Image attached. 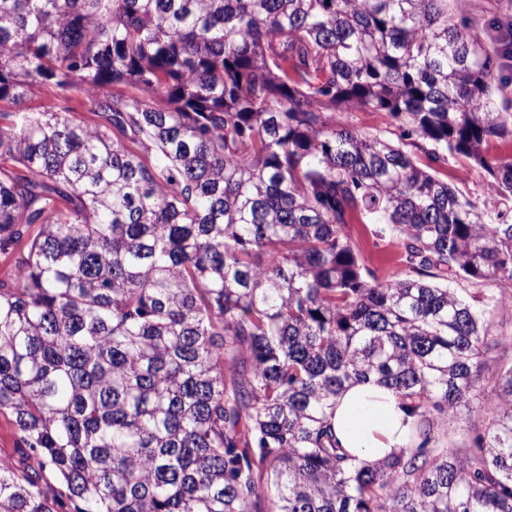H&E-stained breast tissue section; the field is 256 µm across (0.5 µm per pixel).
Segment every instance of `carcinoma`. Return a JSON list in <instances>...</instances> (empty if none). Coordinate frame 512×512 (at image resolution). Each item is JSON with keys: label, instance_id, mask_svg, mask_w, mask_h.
Instances as JSON below:
<instances>
[{"label": "carcinoma", "instance_id": "cac0c4a2", "mask_svg": "<svg viewBox=\"0 0 512 512\" xmlns=\"http://www.w3.org/2000/svg\"><path fill=\"white\" fill-rule=\"evenodd\" d=\"M463 4L0 0V512H512V112ZM356 221L408 275L375 278ZM370 375L415 447L351 469L328 411ZM343 122L363 134H382L393 140H397L400 133L395 124L392 123L383 112L369 109H354L342 111ZM431 172L473 200L481 201L489 195L490 177L485 170L464 157L450 156L448 165L435 166V171ZM383 225L350 224L349 234L354 241L362 262L380 281L404 275L406 266L400 261L401 249L396 236L389 232L378 233ZM16 432L12 417L9 413L0 414V459H9L12 462H18V453L16 448Z\"/></svg>", "mask_w": 512, "mask_h": 512}]
</instances>
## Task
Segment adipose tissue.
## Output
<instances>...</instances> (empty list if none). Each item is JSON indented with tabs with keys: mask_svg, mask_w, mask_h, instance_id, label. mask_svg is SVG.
I'll list each match as a JSON object with an SVG mask.
<instances>
[{
	"mask_svg": "<svg viewBox=\"0 0 512 512\" xmlns=\"http://www.w3.org/2000/svg\"><path fill=\"white\" fill-rule=\"evenodd\" d=\"M330 422L337 447L362 468L409 447L416 418L398 392L371 376L344 385Z\"/></svg>",
	"mask_w": 512,
	"mask_h": 512,
	"instance_id": "obj_1",
	"label": "adipose tissue"
}]
</instances>
